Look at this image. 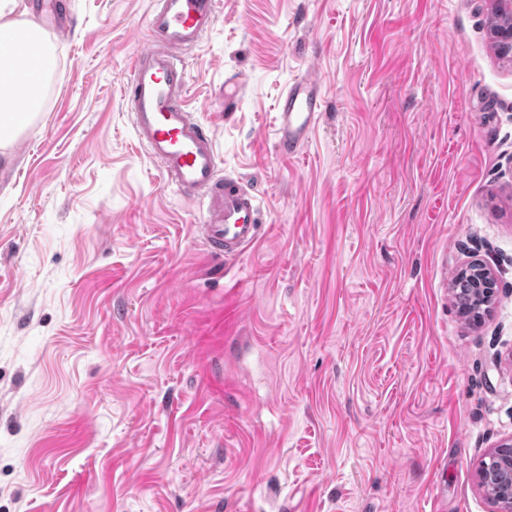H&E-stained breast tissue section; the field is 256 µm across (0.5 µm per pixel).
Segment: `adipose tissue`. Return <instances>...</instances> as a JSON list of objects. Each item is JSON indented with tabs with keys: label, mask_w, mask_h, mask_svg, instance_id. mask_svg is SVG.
I'll use <instances>...</instances> for the list:
<instances>
[{
	"label": "adipose tissue",
	"mask_w": 512,
	"mask_h": 512,
	"mask_svg": "<svg viewBox=\"0 0 512 512\" xmlns=\"http://www.w3.org/2000/svg\"><path fill=\"white\" fill-rule=\"evenodd\" d=\"M15 39L14 55L0 56V71L10 70L15 79L0 82V145L14 138L42 106L43 89L33 72L51 71L54 51L42 30L20 9L19 0H0V40ZM26 100L27 111H19V100Z\"/></svg>",
	"instance_id": "ef3b65f1"
}]
</instances>
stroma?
<instances>
[{
    "instance_id": "1",
    "label": "stroma",
    "mask_w": 512,
    "mask_h": 512,
    "mask_svg": "<svg viewBox=\"0 0 512 512\" xmlns=\"http://www.w3.org/2000/svg\"><path fill=\"white\" fill-rule=\"evenodd\" d=\"M151 2L65 0L43 108L0 150V512H504L475 477L512 439L491 0H219L185 62L221 175L260 200L230 260L132 125ZM308 73L323 115L284 159L277 101ZM474 262L477 326L448 287ZM480 271H482L481 265H470L468 269L458 274L451 288L456 305L457 289L467 288L471 291L473 297L471 306L468 309L457 307L461 314L473 323L478 322L486 313L495 286L493 279L487 280L486 277L481 275Z\"/></svg>"
}]
</instances>
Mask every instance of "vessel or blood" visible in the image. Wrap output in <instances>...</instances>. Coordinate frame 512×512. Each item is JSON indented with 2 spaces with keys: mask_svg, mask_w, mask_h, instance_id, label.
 I'll use <instances>...</instances> for the list:
<instances>
[{
  "mask_svg": "<svg viewBox=\"0 0 512 512\" xmlns=\"http://www.w3.org/2000/svg\"><path fill=\"white\" fill-rule=\"evenodd\" d=\"M217 20L218 0H152L146 19L151 45L131 59L126 96L136 136L168 184L182 195L207 200L200 231L209 251L233 259L260 236L258 196L238 179L219 177L214 136L186 105L184 54ZM323 107L315 80L301 77L288 86L277 104L274 144L279 157L301 153Z\"/></svg>",
  "mask_w": 512,
  "mask_h": 512,
  "instance_id": "vessel-or-blood-1",
  "label": "vessel or blood"
}]
</instances>
